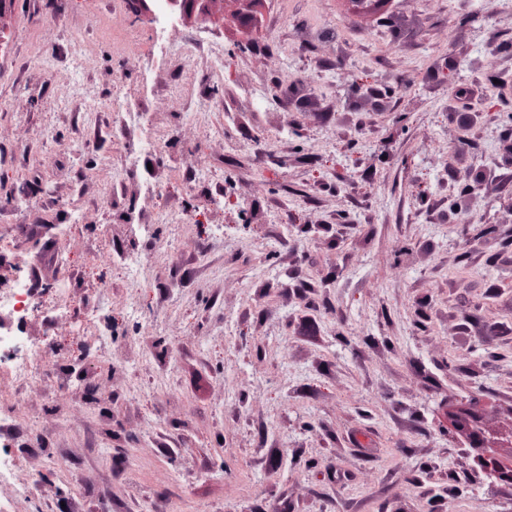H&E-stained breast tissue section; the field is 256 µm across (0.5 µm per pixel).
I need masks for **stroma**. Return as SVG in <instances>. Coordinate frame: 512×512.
Wrapping results in <instances>:
<instances>
[{
    "label": "stroma",
    "instance_id": "obj_1",
    "mask_svg": "<svg viewBox=\"0 0 512 512\" xmlns=\"http://www.w3.org/2000/svg\"><path fill=\"white\" fill-rule=\"evenodd\" d=\"M0 275L42 307L43 379L0 368L40 477L9 512H512V0H267L249 34L11 0Z\"/></svg>",
    "mask_w": 512,
    "mask_h": 512
}]
</instances>
